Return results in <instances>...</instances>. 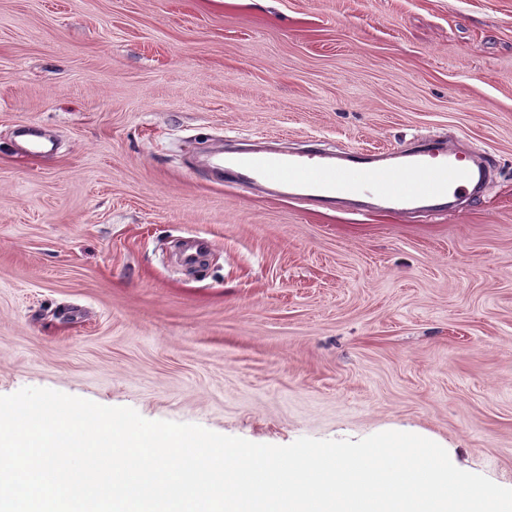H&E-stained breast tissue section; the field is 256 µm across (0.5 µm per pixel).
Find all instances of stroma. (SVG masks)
<instances>
[{
  "label": "stroma",
  "instance_id": "1",
  "mask_svg": "<svg viewBox=\"0 0 512 512\" xmlns=\"http://www.w3.org/2000/svg\"><path fill=\"white\" fill-rule=\"evenodd\" d=\"M429 138L493 159L484 195L323 207L195 163ZM26 387L262 444L414 433L511 488L512 0H0V395Z\"/></svg>",
  "mask_w": 512,
  "mask_h": 512
}]
</instances>
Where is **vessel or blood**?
Here are the masks:
<instances>
[{"label": "vessel or blood", "mask_w": 512, "mask_h": 512, "mask_svg": "<svg viewBox=\"0 0 512 512\" xmlns=\"http://www.w3.org/2000/svg\"><path fill=\"white\" fill-rule=\"evenodd\" d=\"M235 180L285 184L322 200L354 196L357 181L375 184L388 210H437L439 200L469 193L485 178L486 158L426 145L403 152L400 161L354 154L345 163L320 153L261 152L217 160Z\"/></svg>", "instance_id": "b4317fda"}]
</instances>
